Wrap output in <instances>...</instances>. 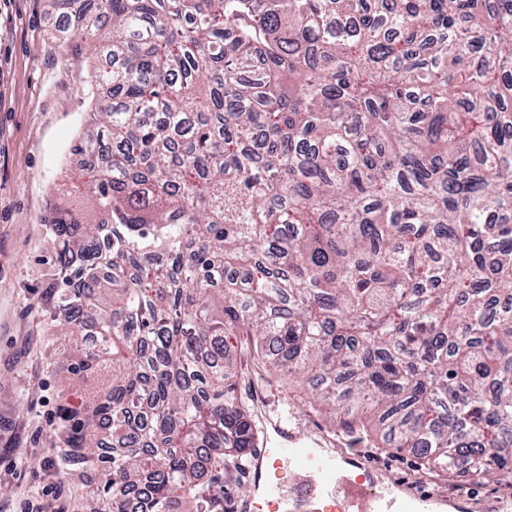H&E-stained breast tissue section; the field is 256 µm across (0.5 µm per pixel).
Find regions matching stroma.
I'll return each mask as SVG.
<instances>
[{
    "label": "stroma",
    "instance_id": "obj_1",
    "mask_svg": "<svg viewBox=\"0 0 512 512\" xmlns=\"http://www.w3.org/2000/svg\"><path fill=\"white\" fill-rule=\"evenodd\" d=\"M63 12L47 0H0V512H28L31 500L52 507L61 486L77 496L74 481L57 474L54 417L62 396L78 400L86 387L57 371L63 338L41 302L55 260L44 217L77 207V197L56 187L85 166L73 147L95 137V105L111 92L95 85L98 61L83 39L65 46L54 39ZM258 389L299 435L345 454L358 449L400 492L512 501V478L486 482L461 468L453 478L433 479L420 474L411 455L353 442L302 406L287 376L239 382L245 400Z\"/></svg>",
    "mask_w": 512,
    "mask_h": 512
}]
</instances>
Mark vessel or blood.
I'll return each mask as SVG.
<instances>
[{"label":"vessel or blood","mask_w":512,"mask_h":512,"mask_svg":"<svg viewBox=\"0 0 512 512\" xmlns=\"http://www.w3.org/2000/svg\"><path fill=\"white\" fill-rule=\"evenodd\" d=\"M265 438L251 459V474L262 485L275 512H320L324 502L339 501L342 512H420L422 501L396 492L360 460L337 457L302 441L283 415L265 417ZM288 466L298 479L288 493L278 471Z\"/></svg>","instance_id":"b4317fda"}]
</instances>
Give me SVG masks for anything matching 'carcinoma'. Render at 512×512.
I'll return each instance as SVG.
<instances>
[{"instance_id": "cac0c4a2", "label": "carcinoma", "mask_w": 512, "mask_h": 512, "mask_svg": "<svg viewBox=\"0 0 512 512\" xmlns=\"http://www.w3.org/2000/svg\"><path fill=\"white\" fill-rule=\"evenodd\" d=\"M107 154L46 219L83 512H213L259 446L235 345L449 472L512 475V0H96ZM213 479L202 482L205 474Z\"/></svg>"}]
</instances>
